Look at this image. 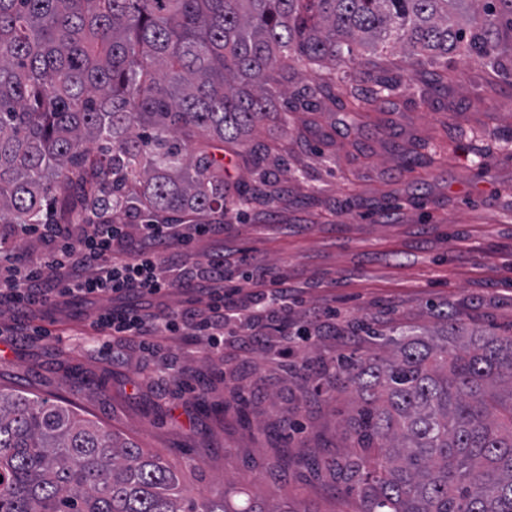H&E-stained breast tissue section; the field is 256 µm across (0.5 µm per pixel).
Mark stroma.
Returning a JSON list of instances; mask_svg holds the SVG:
<instances>
[{
  "label": "stroma",
  "instance_id": "obj_1",
  "mask_svg": "<svg viewBox=\"0 0 512 512\" xmlns=\"http://www.w3.org/2000/svg\"><path fill=\"white\" fill-rule=\"evenodd\" d=\"M357 58L345 83L295 63L288 88L317 85L314 107L271 113L240 153L225 152L224 233L192 248L202 260L246 252L287 276L289 315L308 330L299 370L285 372L274 336L245 368L226 337L220 379L188 338L117 341L104 357L73 305L34 343L0 336V387L67 404L161 455L193 496L232 485L269 506L357 512L325 467L349 446L353 412L349 392L315 391L333 360L425 333L440 308L512 329V82L472 58L428 62L421 75L397 51ZM354 94L371 104L349 114ZM327 309L332 335L318 330ZM360 322L378 336L355 333Z\"/></svg>",
  "mask_w": 512,
  "mask_h": 512
}]
</instances>
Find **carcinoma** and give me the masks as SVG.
<instances>
[{
    "label": "carcinoma",
    "instance_id": "cac0c4a2",
    "mask_svg": "<svg viewBox=\"0 0 512 512\" xmlns=\"http://www.w3.org/2000/svg\"><path fill=\"white\" fill-rule=\"evenodd\" d=\"M512 0H0V225L224 218V145L288 88L290 60L352 46L414 68L486 59ZM338 359L357 446L327 463L359 512H512V331L446 313ZM0 512H292L185 493L161 456L67 405L0 389Z\"/></svg>",
    "mask_w": 512,
    "mask_h": 512
}]
</instances>
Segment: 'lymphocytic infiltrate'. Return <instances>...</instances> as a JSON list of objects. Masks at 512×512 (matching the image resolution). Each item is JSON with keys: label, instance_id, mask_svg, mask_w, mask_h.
Here are the masks:
<instances>
[{"label": "lymphocytic infiltrate", "instance_id": "obj_1", "mask_svg": "<svg viewBox=\"0 0 512 512\" xmlns=\"http://www.w3.org/2000/svg\"><path fill=\"white\" fill-rule=\"evenodd\" d=\"M223 225L193 224L176 233L169 224H146L137 248L126 244L122 224H18L0 237V308L18 324L30 323L36 336L48 328L34 324L44 308L82 303L93 315L99 344L127 337L153 349L176 336L203 341L209 354L224 350V330L246 327L238 347L241 361L277 335L282 357H290L302 331L288 319V280L256 265L245 282L233 279L224 258L188 263L192 242L222 234ZM33 239L39 259L23 258L16 242ZM188 299L168 303L175 289Z\"/></svg>", "mask_w": 512, "mask_h": 512}]
</instances>
